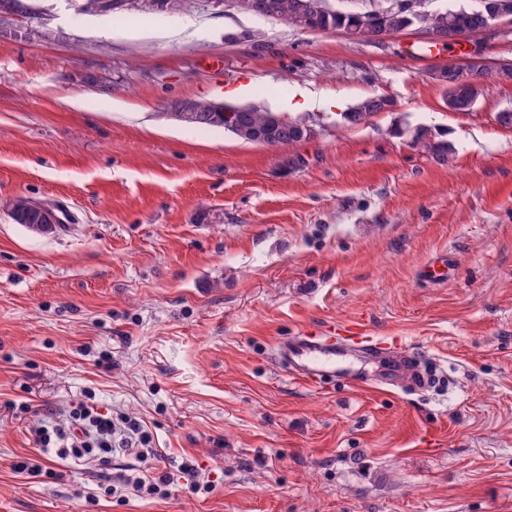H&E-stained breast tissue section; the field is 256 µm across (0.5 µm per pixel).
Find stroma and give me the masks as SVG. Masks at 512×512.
Segmentation results:
<instances>
[{
    "mask_svg": "<svg viewBox=\"0 0 512 512\" xmlns=\"http://www.w3.org/2000/svg\"><path fill=\"white\" fill-rule=\"evenodd\" d=\"M24 2L37 18L0 19V512H512V128L495 119L512 82L463 114L434 79L512 60V25L450 52L224 6L116 21ZM299 87L322 103L291 115L318 134L290 147L168 113L271 110ZM374 94L394 110L343 127ZM419 127L450 152L413 146ZM19 195L56 209L55 233L10 219ZM348 320L436 361L435 387L314 386L275 363ZM88 392L147 423L150 467L192 462L213 492L118 499L134 454L37 455L33 428Z\"/></svg>",
    "mask_w": 512,
    "mask_h": 512,
    "instance_id": "stroma-1",
    "label": "stroma"
}]
</instances>
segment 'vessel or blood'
Instances as JSON below:
<instances>
[{"instance_id":"b4317fda","label":"vessel or blood","mask_w":512,"mask_h":512,"mask_svg":"<svg viewBox=\"0 0 512 512\" xmlns=\"http://www.w3.org/2000/svg\"><path fill=\"white\" fill-rule=\"evenodd\" d=\"M346 353L382 363L383 384L402 388L410 395L427 391L435 382L436 372L426 359L397 343L368 336L366 327L356 322L344 324L333 336L290 337L278 344L276 359L295 378L319 383L326 378L344 377L336 358Z\"/></svg>"}]
</instances>
